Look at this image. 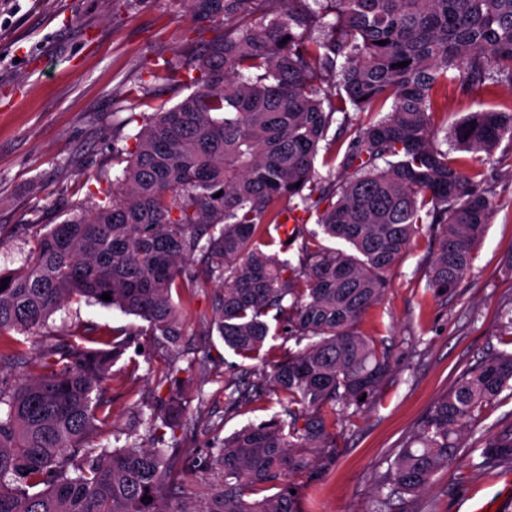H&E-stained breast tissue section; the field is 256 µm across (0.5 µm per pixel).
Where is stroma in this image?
<instances>
[{
	"label": "stroma",
	"mask_w": 512,
	"mask_h": 512,
	"mask_svg": "<svg viewBox=\"0 0 512 512\" xmlns=\"http://www.w3.org/2000/svg\"><path fill=\"white\" fill-rule=\"evenodd\" d=\"M223 21L196 24L188 0H9L0 7V273L22 267L36 233L51 229L72 208L91 207L110 189L112 148L124 146L156 103L173 105L185 88L147 83V70L160 55L188 56L199 38H212ZM146 92H139L140 84ZM512 110V90L471 89L455 83L438 107L436 127H453L472 112ZM484 173L494 216L475 251L468 277L448 296L426 287L435 248L429 231L414 238L387 273L381 300L359 327L392 355L391 370L370 404L336 440L333 452L291 483L300 512H372L379 481L434 403L460 375L487 356L505 350L499 317L512 305V139L503 138L493 156L462 153ZM190 272L199 287L183 291L178 306L179 388L198 426L181 431V477L166 494L175 502L200 504L220 481L208 466L219 436L282 413L273 392L248 412L224 414V377L263 368L225 349L212 333L214 302L221 283L203 275L201 261ZM77 323L118 332L128 347L113 367L103 395L112 420L103 433L127 431L139 414L164 398L167 356L143 333L144 321L115 308L71 301L53 313L36 336L20 335L27 358ZM211 372L199 374L202 352ZM223 422L222 431L207 420ZM497 473L467 466L437 474L416 494L393 498L389 512H459L466 495L493 506L501 498Z\"/></svg>",
	"instance_id": "obj_1"
}]
</instances>
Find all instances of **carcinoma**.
<instances>
[{"instance_id": "obj_1", "label": "carcinoma", "mask_w": 512, "mask_h": 512, "mask_svg": "<svg viewBox=\"0 0 512 512\" xmlns=\"http://www.w3.org/2000/svg\"><path fill=\"white\" fill-rule=\"evenodd\" d=\"M188 2L198 22L224 19V35L193 59H155L148 74L191 92L158 105L114 148L121 169L105 203L54 225L25 266L0 273L10 277L0 290V512H300L285 478L336 447L343 422L391 370L390 353L357 328L385 274L426 226L438 238L427 288L454 292L493 217L488 192L449 157L433 116L452 82L512 89V0ZM348 105L371 119L345 145L327 135ZM507 134L512 112L496 111L470 113L450 132L488 155ZM319 157L344 180H321ZM300 207L319 213L318 229L281 222ZM197 253L224 283L213 322L224 347L258 359L275 324L300 349L224 381V416L269 387L283 414L219 441L209 457L217 488L200 505L175 506L164 485L177 475L181 442L165 435L193 424L178 390L115 434L118 446L96 444L112 417L102 391L125 341L77 324L28 360L5 331L33 333L83 298L148 322L173 369L182 336L173 293L197 287L186 267ZM20 364L21 380L5 375ZM511 398L512 353L463 373L382 486L417 493L474 452L512 463V420L471 437L483 406ZM255 492L264 496L249 498Z\"/></svg>"}]
</instances>
